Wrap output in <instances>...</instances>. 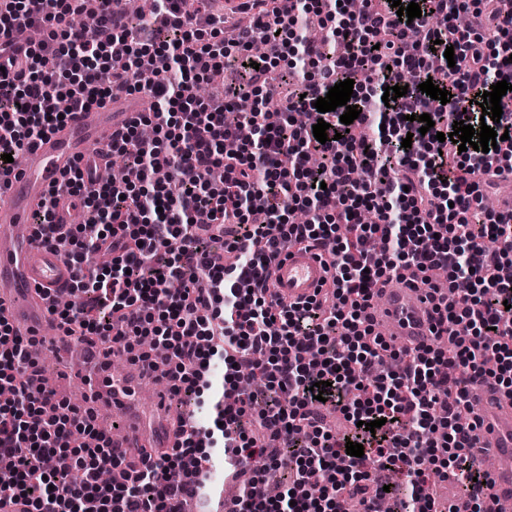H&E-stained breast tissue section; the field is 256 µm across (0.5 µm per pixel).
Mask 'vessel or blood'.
Instances as JSON below:
<instances>
[{"label": "vessel or blood", "mask_w": 512, "mask_h": 512, "mask_svg": "<svg viewBox=\"0 0 512 512\" xmlns=\"http://www.w3.org/2000/svg\"><path fill=\"white\" fill-rule=\"evenodd\" d=\"M32 36L31 28L14 27L1 31L0 41L10 42L21 55L30 48ZM147 106L146 95H125L102 111L72 113L65 126L26 151L22 164L0 174V316L19 335H43L53 319L50 295L70 288L74 271L64 262L59 244L17 234V227L30 225L32 212L47 190L58 186L71 169L107 152L112 133ZM80 204L78 196H61L56 223H77ZM330 275L318 250L293 248L271 270L272 291L287 303L300 304L315 297ZM430 307L417 291L388 284L380 291L374 316L395 343L413 348L431 338ZM111 379V364L102 362L88 376L70 380L45 376L40 384L56 403L71 401L78 390L98 392L104 399L102 413L112 414L123 397L114 393ZM468 402L479 421L474 452L495 461L489 471L485 512H512V394L478 382L470 387Z\"/></svg>", "instance_id": "vessel-or-blood-1"}]
</instances>
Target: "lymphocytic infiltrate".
I'll use <instances>...</instances> for the list:
<instances>
[{
  "instance_id": "1",
  "label": "lymphocytic infiltrate",
  "mask_w": 512,
  "mask_h": 512,
  "mask_svg": "<svg viewBox=\"0 0 512 512\" xmlns=\"http://www.w3.org/2000/svg\"><path fill=\"white\" fill-rule=\"evenodd\" d=\"M87 2L0 0V30H43L24 59L0 43L10 63L0 71V172L9 169L4 154L19 156L63 127L57 98L87 112L121 93L148 95V110L110 145L139 184L100 185L82 196L81 222L68 225L54 221L51 190L32 219L43 241L65 242L76 273L72 305L53 311L58 328L150 371L165 348L171 397L207 395L212 420L192 422L159 457L143 455L125 482L103 481L124 458L92 405L47 414L49 394L32 390L37 340L0 318V386L16 393L0 404V453L16 461L0 472V499H23L28 512H182L184 499L207 493L202 462L220 448L242 479L231 512H342L348 499L379 512L386 493L371 474L384 468L404 481V512H434L438 467L457 482L464 512H484L489 474L471 454L476 426L459 425L457 415L477 380L512 391V279L500 274L512 260V212L478 225L463 215L480 197L474 173L512 175L501 163L512 155L503 137L512 132V91L501 98L495 149L462 152L435 135L452 132V110L480 128L478 94L512 71L502 0H479L477 32L453 25L459 0H417L422 15L409 24L389 0L349 15L338 0H245L228 26L207 0H151L148 25L112 0ZM312 13L329 24L327 42L342 46L324 70L327 43L303 30ZM79 15L90 24L74 26ZM257 42L263 50L251 54ZM235 51L240 84L227 98H198L200 80ZM288 54L303 76L273 113V73ZM104 70L107 86L98 80ZM346 79L360 115L346 125L344 107L323 113L330 138L319 142L294 113L312 111ZM426 81L451 92L449 104L432 103L419 89ZM395 85L405 96L384 104L385 87ZM241 97L252 110L237 117L230 108ZM425 113L434 122L427 133L418 120ZM146 123L155 129L149 142L138 136ZM406 138L411 147H402ZM387 151L398 153L396 164L380 163ZM311 154L318 166L308 165ZM216 167L219 182L210 178ZM364 208L373 223H361ZM295 210L304 223H288ZM299 246L325 254L332 277L325 299L289 305L271 294L269 279L283 251ZM99 252L111 254L110 265L92 264ZM391 280L437 293L428 345L397 348L376 333L372 301ZM175 281L180 291H171ZM90 292L97 305L84 301ZM246 368L264 377L262 393L240 391ZM318 381L326 384L320 401ZM324 405L344 415L346 437L325 425ZM374 420L381 428L365 431ZM350 441L363 445V457L347 455ZM280 469L295 478L272 498L265 485ZM315 469L322 480L313 485Z\"/></svg>"
}]
</instances>
